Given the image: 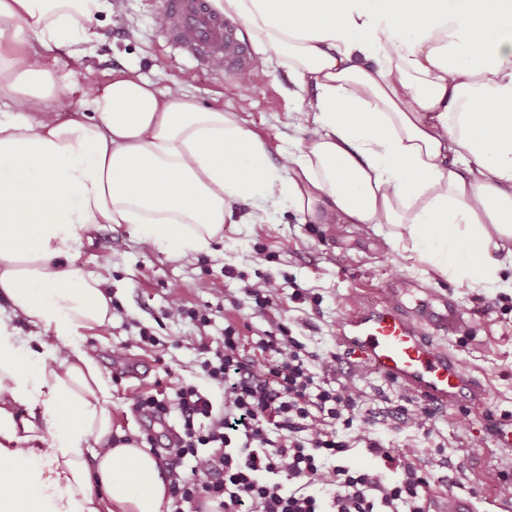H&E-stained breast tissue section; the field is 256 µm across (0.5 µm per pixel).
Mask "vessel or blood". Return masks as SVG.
<instances>
[{"label":"vessel or blood","instance_id":"b4317fda","mask_svg":"<svg viewBox=\"0 0 512 512\" xmlns=\"http://www.w3.org/2000/svg\"><path fill=\"white\" fill-rule=\"evenodd\" d=\"M168 39L203 64L224 61L225 74L240 77L246 71L249 48L235 28L225 22L213 0H166ZM458 315L449 303L421 315L411 314L396 298L343 317L339 341L351 358L369 363L384 377L400 383L438 410L476 406L483 400L481 386L467 376L447 349L433 336L457 331ZM454 512H512V502L488 501L477 509L469 494L453 498Z\"/></svg>","mask_w":512,"mask_h":512}]
</instances>
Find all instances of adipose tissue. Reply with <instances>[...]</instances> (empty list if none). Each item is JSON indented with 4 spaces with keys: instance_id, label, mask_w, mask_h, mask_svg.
I'll return each mask as SVG.
<instances>
[{
    "instance_id": "ef3b65f1",
    "label": "adipose tissue",
    "mask_w": 512,
    "mask_h": 512,
    "mask_svg": "<svg viewBox=\"0 0 512 512\" xmlns=\"http://www.w3.org/2000/svg\"><path fill=\"white\" fill-rule=\"evenodd\" d=\"M216 4L256 44L255 70L295 77L308 135L280 165L239 113L175 85L117 78L82 110L51 109L69 86L45 53L97 43L112 0H0V101L21 111L0 118V512L175 510L150 450L112 441V387L81 338L112 307L101 279L71 265L90 228L127 224L146 247L202 252L225 225L289 208L303 224L409 241L474 291L512 270V0Z\"/></svg>"
}]
</instances>
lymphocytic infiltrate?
<instances>
[{
  "instance_id": "obj_1",
  "label": "lymphocytic infiltrate",
  "mask_w": 512,
  "mask_h": 512,
  "mask_svg": "<svg viewBox=\"0 0 512 512\" xmlns=\"http://www.w3.org/2000/svg\"><path fill=\"white\" fill-rule=\"evenodd\" d=\"M339 362L336 352L308 350L281 321L245 356L229 325L200 364L222 406L192 385L137 397L135 410L152 420L183 417L165 462L175 512H203L209 502L218 512H426L429 473L395 452L356 380L339 377ZM390 415L395 432L432 438L436 411L425 401ZM357 451L368 467L350 464Z\"/></svg>"
}]
</instances>
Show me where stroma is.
Wrapping results in <instances>:
<instances>
[{
    "label": "stroma",
    "instance_id": "obj_1",
    "mask_svg": "<svg viewBox=\"0 0 512 512\" xmlns=\"http://www.w3.org/2000/svg\"><path fill=\"white\" fill-rule=\"evenodd\" d=\"M163 11L164 0H112V15L104 20L102 38L92 50L75 58L48 54L46 65L59 81L77 84L72 92L53 98L52 106L81 109L85 92L95 83L124 76L157 78L165 87L181 85L197 105L243 113L267 142L271 161H278L279 148L295 147L304 138L293 117L297 103L288 96L293 84L288 70L251 72L247 97L239 99L229 91L224 72L199 66L169 44L166 27L157 22ZM72 263L101 274L106 294L121 304L111 324L84 331L83 342L98 353L112 386L114 425L125 433L144 429L143 417L133 409L141 394L192 384L221 403V392L202 377L199 360L202 345L220 339L225 326L236 327L248 356L270 322L280 319L289 321L295 335L315 336L322 347L335 351L344 315L354 307L381 302L393 277L405 282L397 296L408 308L447 297L463 311L465 322L446 345L463 371L483 386V402L439 414L433 446H421L419 438L406 434L396 435L394 446L418 447V464L431 473L432 497L468 492L480 505L497 497L503 484L512 485V449L498 447L493 434L494 419L512 413V290L471 292L436 275L408 248L385 246L374 233L302 224L285 210L260 224L225 225L223 240L204 254L147 252L127 225L101 224L83 233ZM225 267L233 269V277L222 276ZM268 275L279 281L295 279L315 294V301L288 300L255 311L245 288ZM174 292L187 306L212 307L210 324L166 318ZM143 327L161 339V346L140 342ZM355 373L370 407H382L387 398L412 397L371 366L358 367ZM467 433L483 438V445L460 447Z\"/></svg>",
    "mask_w": 512,
    "mask_h": 512
}]
</instances>
